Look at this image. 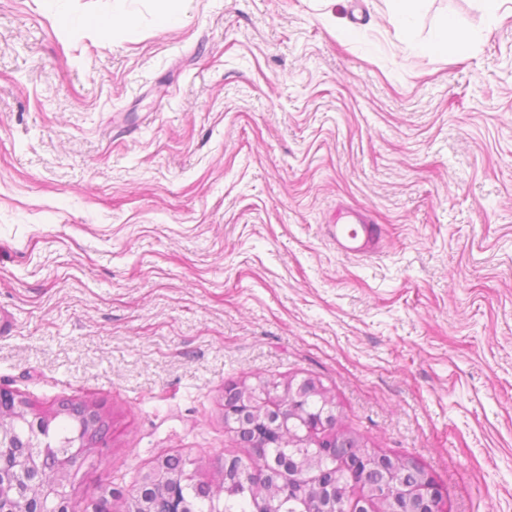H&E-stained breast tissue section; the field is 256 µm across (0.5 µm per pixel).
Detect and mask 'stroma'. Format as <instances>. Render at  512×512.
Here are the masks:
<instances>
[{
    "label": "stroma",
    "instance_id": "obj_1",
    "mask_svg": "<svg viewBox=\"0 0 512 512\" xmlns=\"http://www.w3.org/2000/svg\"><path fill=\"white\" fill-rule=\"evenodd\" d=\"M140 33L63 34L0 0V387L110 424L72 496L126 512L182 455L239 449L224 388L312 378L450 512H512V17L425 0H63ZM451 17L467 59L428 50ZM358 30L337 40L342 26ZM384 227L337 252L338 207ZM162 4L157 17L160 27L168 28L178 24L187 0H158ZM389 22L401 36L409 39L415 31L416 17L424 0H389Z\"/></svg>",
    "mask_w": 512,
    "mask_h": 512
}]
</instances>
